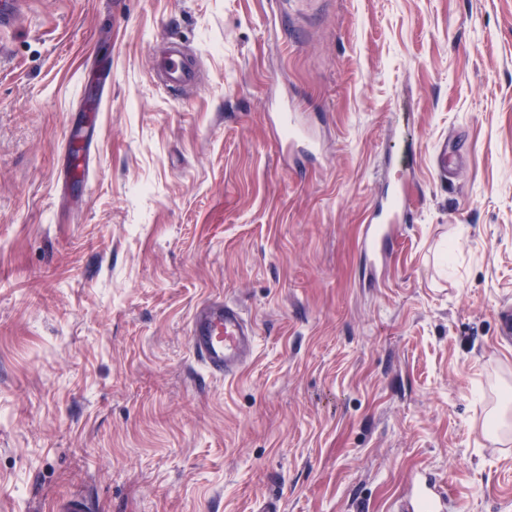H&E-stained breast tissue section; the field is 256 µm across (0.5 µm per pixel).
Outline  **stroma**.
<instances>
[{
	"mask_svg": "<svg viewBox=\"0 0 512 512\" xmlns=\"http://www.w3.org/2000/svg\"><path fill=\"white\" fill-rule=\"evenodd\" d=\"M166 37L200 92L156 85ZM291 104L314 155L279 148ZM215 297L258 336L230 380L188 342ZM505 304L512 0H29L0 35V512H391L424 470L512 512ZM90 159V146L81 141H74L70 145L69 166L65 176L69 180L82 181L88 173ZM413 222L407 186L404 181L387 184L379 193L367 224L363 225L361 253L370 276L391 251L399 224Z\"/></svg>",
	"mask_w": 512,
	"mask_h": 512,
	"instance_id": "1",
	"label": "stroma"
}]
</instances>
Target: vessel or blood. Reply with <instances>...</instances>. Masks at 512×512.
I'll return each instance as SVG.
<instances>
[{
  "instance_id": "obj_1",
  "label": "vessel or blood",
  "mask_w": 512,
  "mask_h": 512,
  "mask_svg": "<svg viewBox=\"0 0 512 512\" xmlns=\"http://www.w3.org/2000/svg\"><path fill=\"white\" fill-rule=\"evenodd\" d=\"M25 12V0H0V29L17 25ZM155 75L173 96L202 81L190 53L178 42L165 40ZM277 126L284 135L283 143L294 148L308 141L309 136L294 110L278 113ZM90 147L81 141L72 142L68 179L84 180L88 173ZM407 186L398 181L379 193L373 210L362 229L361 253L369 272H376L391 251L398 225L411 223ZM255 327L241 307L233 302L211 299L196 307L190 322L189 339L194 356L214 375L231 378L254 354ZM448 499L434 481L419 482L404 494L395 512H447Z\"/></svg>"
}]
</instances>
